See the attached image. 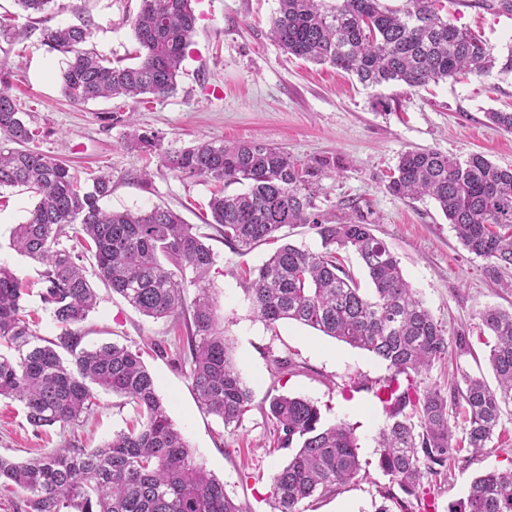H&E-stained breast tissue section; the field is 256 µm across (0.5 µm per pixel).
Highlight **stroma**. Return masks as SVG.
I'll list each match as a JSON object with an SVG mask.
<instances>
[{"instance_id":"stroma-1","label":"stroma","mask_w":512,"mask_h":512,"mask_svg":"<svg viewBox=\"0 0 512 512\" xmlns=\"http://www.w3.org/2000/svg\"><path fill=\"white\" fill-rule=\"evenodd\" d=\"M441 3L449 23L481 36L494 56L512 49V16L486 11L476 0ZM139 7L140 0H56L52 10L30 16L16 0H0V19L19 30L14 40H0V72L8 74L21 110L31 114L39 130L34 148L68 164L81 186H91L101 173L111 174L105 209L167 207L209 236L217 256L209 288L251 392L250 409L232 431L203 413L171 322L136 312L100 280L89 258L83 264L98 304L78 327L82 345L117 342L142 349L169 416L246 512H271L270 476L289 457L288 450L271 448L270 400L278 395L311 400L324 425L354 427L366 475L335 493L315 496L307 512H375L391 487L378 466L376 443L386 415L374 391L388 374L385 364L292 321L268 329L245 299L242 272L260 266L275 243L234 252L207 224L216 183L174 174L161 155L212 139L228 145L257 140L316 168L318 212L334 224L371 225L433 316L449 332L468 336L469 348L451 350L447 361L435 364L430 383L445 389L469 374L491 384L495 378L480 339L479 314L493 306L511 310L512 292L490 281L484 261L463 248L434 200L401 199L386 185L400 154L408 150L433 149L460 160L479 153L512 168V133L487 117L493 110L512 111V75L466 73L416 89L396 82L367 87L355 75L291 56L272 41L278 0H194L196 29L174 92L70 103L62 92L65 59L42 45V29L87 23L88 48L129 64L139 48L133 30ZM144 132L158 136L157 147L128 149L131 135ZM35 203L22 189L0 190V261L32 282L39 278V267L14 249L12 231ZM280 359L285 368L277 367ZM94 396L91 413L39 432L27 423L23 404L1 398L0 456L25 462L73 445L104 444L126 428L135 409L124 397L100 388ZM510 468L512 416L506 415L487 448L463 454L447 476L425 482L426 500L435 512H448L451 503L466 497L476 477Z\"/></svg>"}]
</instances>
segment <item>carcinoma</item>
Segmentation results:
<instances>
[{"label":"carcinoma","mask_w":512,"mask_h":512,"mask_svg":"<svg viewBox=\"0 0 512 512\" xmlns=\"http://www.w3.org/2000/svg\"><path fill=\"white\" fill-rule=\"evenodd\" d=\"M192 0H141L133 21L142 49L135 65L115 66L85 48L87 24L42 29V42L62 54V91L83 105L101 98L166 95L177 86L185 50L195 32ZM440 0H406L393 9L381 0H278L270 35L284 52L329 63L365 86L400 82L409 88L438 83L468 71L512 72V49L499 59L471 32L441 15ZM512 16V0H478ZM0 75V189L22 186L38 198L16 226L13 246L41 266V302L61 329L56 340L38 344L23 306L30 284L0 263V396L21 402L34 429L78 420L93 406L92 388L120 395L135 407L136 423L97 448H66L25 463L0 456V479L25 493L24 512H243L224 484L201 462L169 417L141 353L126 345L80 347L74 330L95 308L97 296L84 274L94 258L100 279L136 311L171 318L186 329V378L200 408L237 428L251 392L231 356L205 280L213 249L194 225L161 206L109 212L101 200L112 193V175L93 179L85 190L69 168L29 147L37 137ZM169 170L204 177L239 192L215 195L208 207L224 243L239 253L273 240L291 224H310L323 251L288 242L254 272L243 291L253 311L273 328L292 320L386 364L389 375L375 396L388 413L379 430L382 471L409 497L420 500L422 481L440 475L464 451L486 448L502 415L512 408V311L488 307L482 325L494 337L488 361L497 381L462 376L465 388L449 393L428 382L433 365L450 347L469 346L434 319L404 279L400 262L367 224H331L316 212L312 178L287 153L262 142L231 146L202 141L163 156ZM387 190L399 198L433 199L463 247L485 261L501 282L512 266V168L476 154L459 161L433 150L399 156ZM81 251L63 245L68 230ZM354 251L370 278L363 289L340 263L338 252ZM196 287L187 300L188 286ZM66 350V361L59 349ZM463 400L469 417L457 435L450 411ZM277 449H294L288 464L271 475L273 512H306L315 494L331 493L361 470L354 429L324 427L319 408L298 396L271 400ZM448 512H512V468L477 477L465 499Z\"/></svg>","instance_id":"cac0c4a2"}]
</instances>
